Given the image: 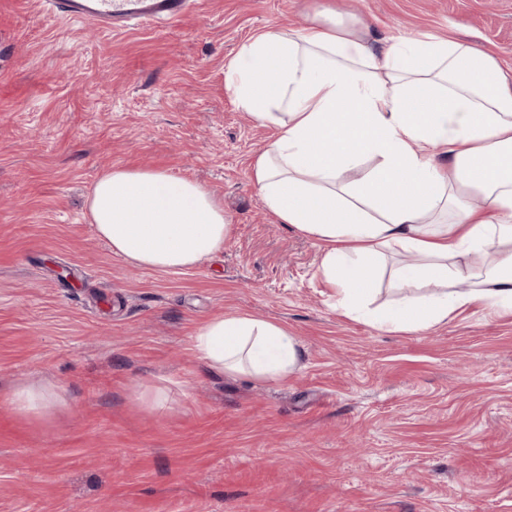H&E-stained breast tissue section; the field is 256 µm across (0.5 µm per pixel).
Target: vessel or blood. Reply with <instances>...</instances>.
<instances>
[{
    "label": "vessel or blood",
    "instance_id": "b4317fda",
    "mask_svg": "<svg viewBox=\"0 0 512 512\" xmlns=\"http://www.w3.org/2000/svg\"><path fill=\"white\" fill-rule=\"evenodd\" d=\"M45 3L60 18L87 21L112 30L126 28L134 22L173 21L190 7V0H45Z\"/></svg>",
    "mask_w": 512,
    "mask_h": 512
}]
</instances>
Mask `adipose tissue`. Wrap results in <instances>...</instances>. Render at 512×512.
Here are the masks:
<instances>
[{
  "label": "adipose tissue",
  "mask_w": 512,
  "mask_h": 512,
  "mask_svg": "<svg viewBox=\"0 0 512 512\" xmlns=\"http://www.w3.org/2000/svg\"><path fill=\"white\" fill-rule=\"evenodd\" d=\"M225 86L275 129L251 178L281 223L320 242L317 275L346 315L401 333L476 304L512 312V74L496 56L431 35L378 46L325 8L251 38ZM89 210L112 252L145 269L193 267L230 229L210 190L162 169L104 171ZM388 258L396 302L369 307ZM194 345L234 375L278 381L299 364L296 336L248 315L209 318Z\"/></svg>",
  "instance_id": "obj_1"
}]
</instances>
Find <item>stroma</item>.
I'll return each instance as SVG.
<instances>
[{
  "label": "stroma",
  "mask_w": 512,
  "mask_h": 512,
  "mask_svg": "<svg viewBox=\"0 0 512 512\" xmlns=\"http://www.w3.org/2000/svg\"><path fill=\"white\" fill-rule=\"evenodd\" d=\"M325 5L376 41L464 38L512 70V0H194L115 32L0 0V512H512V314L398 334L344 316L318 242L251 181L272 130L225 69ZM114 167L205 185L223 251L168 272L114 256L88 207ZM219 313L288 328L298 369L209 368L193 338ZM22 385L55 393L46 416L17 418Z\"/></svg>",
  "instance_id": "1"
}]
</instances>
